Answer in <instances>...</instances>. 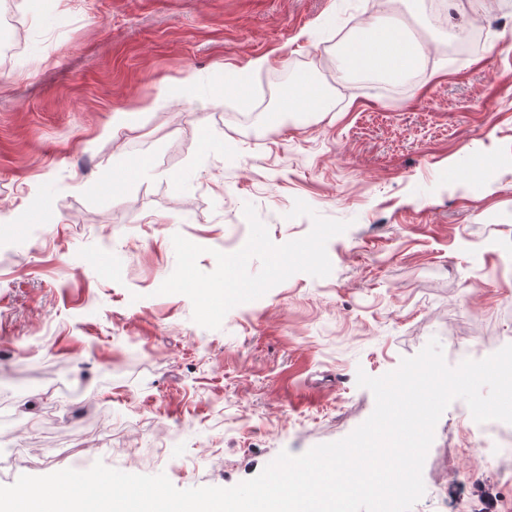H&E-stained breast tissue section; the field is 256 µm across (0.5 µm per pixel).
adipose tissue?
<instances>
[{
  "label": "adipose tissue",
  "instance_id": "obj_1",
  "mask_svg": "<svg viewBox=\"0 0 512 512\" xmlns=\"http://www.w3.org/2000/svg\"><path fill=\"white\" fill-rule=\"evenodd\" d=\"M422 57V45L404 29L374 19L343 44L336 69L342 80L362 73L399 81L418 67Z\"/></svg>",
  "mask_w": 512,
  "mask_h": 512
}]
</instances>
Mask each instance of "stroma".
<instances>
[{"label": "stroma", "mask_w": 512, "mask_h": 512, "mask_svg": "<svg viewBox=\"0 0 512 512\" xmlns=\"http://www.w3.org/2000/svg\"><path fill=\"white\" fill-rule=\"evenodd\" d=\"M433 4L16 0L20 54L0 63V486L100 461L231 487L361 425L375 398L358 371L433 339L452 367L512 344V14ZM479 12L481 48L451 55ZM370 18L427 42L406 80L337 81L340 45ZM302 80L325 111H281ZM298 199L349 224L329 276L294 274L214 330L159 294L174 234L210 272L246 243L245 204L274 243L305 236ZM474 430L452 402L411 512H512L495 464L462 453Z\"/></svg>", "instance_id": "35a3bbf8"}]
</instances>
